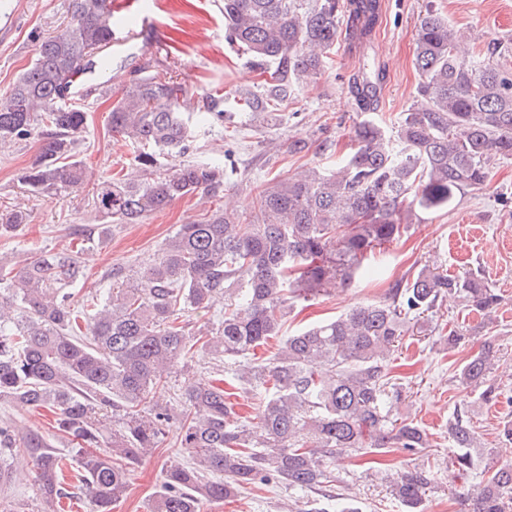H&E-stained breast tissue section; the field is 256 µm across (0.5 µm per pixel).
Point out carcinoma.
Masks as SVG:
<instances>
[{
	"label": "carcinoma",
	"instance_id": "1",
	"mask_svg": "<svg viewBox=\"0 0 512 512\" xmlns=\"http://www.w3.org/2000/svg\"><path fill=\"white\" fill-rule=\"evenodd\" d=\"M381 12L380 0H224V40L248 56L261 84L230 96L211 93L192 114L181 111L183 82L148 61L134 68L112 100L109 124L141 150L131 172L97 181L96 212L116 224H141L177 199L219 197L226 168L193 162L158 174L157 153L189 150L195 120L222 123L232 108L256 120L273 115L295 87L324 71L339 39L365 51ZM68 15L0 103V146L41 130L40 155L22 182L47 196L88 177L81 162L70 160L88 120L86 110L67 103L72 79L92 68L104 73L114 62L112 0H69ZM511 54L510 42L463 51L462 36L430 6L416 33L424 106L405 112L390 131L372 119L359 122L335 167H310L262 189L255 217L214 209L181 225L139 275L117 270L107 295L79 302L71 291L82 272L77 250L0 264V401L50 413L52 428L75 445L92 512H111L127 492L129 468L157 447L174 414L157 406L146 419L139 406L195 344L220 361L246 357L279 336L293 303L349 286L365 260L402 237L412 209L448 207L486 184L494 159L512 158V70L490 63L493 55ZM384 78L383 69L366 68L348 80L359 112L378 111ZM26 221L22 213L1 212L0 236ZM450 293L463 295L488 321L500 305L480 274L455 278L424 267L396 284L387 301L358 305L287 337L272 362L239 374L265 391L251 427L230 420L224 380L189 385L179 428L188 462L166 472L152 512H197L203 498L229 500L271 479L293 490L321 488L338 448L366 455L427 447L423 428L390 418L389 360L406 325H427ZM219 297V333L201 342L180 317ZM495 354L493 341L486 342L460 368L459 382L485 384ZM110 410L122 417L103 446ZM448 435L456 448L451 467L462 478L473 466L476 441L466 413H454ZM0 448L30 459L46 500L64 497L62 458L42 434L1 425ZM429 484L427 471L414 467L394 493L407 512H421ZM469 512H512L511 464L481 482Z\"/></svg>",
	"mask_w": 512,
	"mask_h": 512
}]
</instances>
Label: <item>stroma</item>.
I'll list each match as a JSON object with an SVG mask.
<instances>
[{"label": "stroma", "instance_id": "35a3bbf8", "mask_svg": "<svg viewBox=\"0 0 512 512\" xmlns=\"http://www.w3.org/2000/svg\"><path fill=\"white\" fill-rule=\"evenodd\" d=\"M382 24L365 53L337 46L324 74L299 86L286 109L259 125L248 112L233 110L223 123L201 124L187 152L159 158L161 172L192 161L223 159L232 151L235 171L230 197L240 216L258 210L259 193L267 183L287 178L303 167L334 166L347 149L355 126L363 116L356 112L346 92V78L363 59H371L386 71L376 120L391 127L416 105L420 80L415 68V34L427 5H434L450 25L467 32L475 48L494 42H512V0H381ZM139 10L120 12V22L135 24L140 13L152 17L150 28L139 31L133 49L134 64L150 61L178 76L187 89L183 111L198 109L201 97L215 90L230 93L248 87L257 77L247 57L224 40L223 0H138ZM68 21V0H0V97L5 96L18 73L34 59L41 40L61 30ZM120 79L89 84L83 107L89 123L73 152L90 173L91 182L73 190L45 197L29 190L19 177L40 152L41 137L0 146V211L26 213V224L0 237V263L16 261L70 245V228L82 230L84 275L72 286L75 297L102 294L110 282L108 271H134L156 260L167 238L181 224L198 218L208 205L200 195L174 201L164 211L141 224H115L98 234L101 219L93 203V182L112 177L133 166L139 152L109 130L112 96L122 87ZM308 141V151L292 154L293 140ZM408 232L379 256L374 270H359L347 288L296 303L282 329L289 336L317 321L332 319L351 308L387 300L391 288L427 264L451 275L481 272L501 297L496 323L486 329L479 314L469 311L463 299L444 301L436 317L437 329L405 332L391 359L395 388L402 399L391 415L423 427L429 446L411 455L399 448L359 456L348 448L336 451L329 469L334 480L321 494L323 507L341 512L354 505L360 512H406L393 489L401 474L419 466L431 482L422 512H463L459 495L477 488L488 465L512 463V454L500 438L504 424L512 420V159L495 161L487 186L456 199L448 209L412 210ZM463 326L470 339L449 348L447 330ZM493 332L499 353L490 382L497 387V402H484L478 390L458 382L460 367L479 351L486 332ZM234 363L218 366L211 352L195 347L183 367L149 396L151 404L179 408V398L192 383L208 384L218 376L233 378ZM466 409L476 428L479 448L473 449L475 467L463 481L452 482L449 471L448 423L456 409ZM0 424H12L44 435L65 455L63 476L67 485L80 483V469L68 443L57 435L41 412L0 402ZM178 423H171L153 453L132 466L129 487L112 512H150L166 470L184 464L187 453L178 448ZM0 464L10 469V480L0 484V512H88L85 498L49 502L43 497L31 463L0 449ZM312 493L288 489L282 484L249 485L229 503L205 501L200 512H305Z\"/></svg>", "mask_w": 512, "mask_h": 512}]
</instances>
